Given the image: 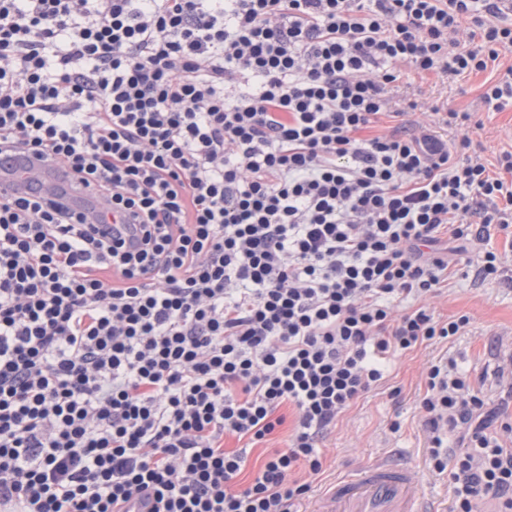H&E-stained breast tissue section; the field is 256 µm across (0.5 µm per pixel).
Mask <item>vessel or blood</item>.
<instances>
[{"label":"vessel or blood","mask_w":512,"mask_h":512,"mask_svg":"<svg viewBox=\"0 0 512 512\" xmlns=\"http://www.w3.org/2000/svg\"><path fill=\"white\" fill-rule=\"evenodd\" d=\"M38 174L25 158L0 161V193L14 194ZM310 512H438L423 495L419 472L382 459L336 477L319 492Z\"/></svg>","instance_id":"b4317fda"}]
</instances>
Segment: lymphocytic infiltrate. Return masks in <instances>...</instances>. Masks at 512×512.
Listing matches in <instances>:
<instances>
[{"label": "lymphocytic infiltrate", "mask_w": 512, "mask_h": 512, "mask_svg": "<svg viewBox=\"0 0 512 512\" xmlns=\"http://www.w3.org/2000/svg\"><path fill=\"white\" fill-rule=\"evenodd\" d=\"M508 52L499 0H0V151L66 177L0 196V505L298 512L340 414L471 324L394 303L497 280L467 253L512 228V151L440 138L468 113L379 130L401 71ZM69 182L101 207L42 203ZM424 383L453 512H512V420L455 359Z\"/></svg>", "instance_id": "lymphocytic-infiltrate-1"}]
</instances>
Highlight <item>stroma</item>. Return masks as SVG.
<instances>
[{"label":"stroma","instance_id":"obj_1","mask_svg":"<svg viewBox=\"0 0 512 512\" xmlns=\"http://www.w3.org/2000/svg\"><path fill=\"white\" fill-rule=\"evenodd\" d=\"M500 76L493 67L454 79L408 72L394 100L400 109L415 99L443 111L473 113L477 124L468 130L472 146L492 164L502 151L512 149V108L490 112L481 99L486 84ZM490 246L501 260L498 281L487 284L458 276L429 301L436 315L445 319L469 314V332L453 343L419 347L389 362L386 384L353 403L322 440L325 471L316 479V487L373 460L391 458L416 467L424 493L444 500L448 478L429 465L420 408L425 395L423 374L443 354L453 356L468 371L490 408L501 417H512V237L495 234ZM395 387L400 390L396 397L390 394ZM394 421L400 424L395 433L390 430Z\"/></svg>","mask_w":512,"mask_h":512}]
</instances>
